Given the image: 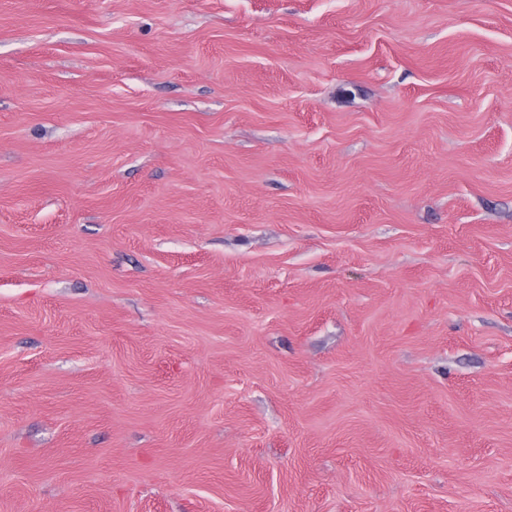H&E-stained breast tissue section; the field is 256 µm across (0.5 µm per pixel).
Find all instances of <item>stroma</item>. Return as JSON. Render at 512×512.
Returning a JSON list of instances; mask_svg holds the SVG:
<instances>
[{
	"label": "stroma",
	"mask_w": 512,
	"mask_h": 512,
	"mask_svg": "<svg viewBox=\"0 0 512 512\" xmlns=\"http://www.w3.org/2000/svg\"><path fill=\"white\" fill-rule=\"evenodd\" d=\"M0 512H512V0H0Z\"/></svg>",
	"instance_id": "1"
}]
</instances>
